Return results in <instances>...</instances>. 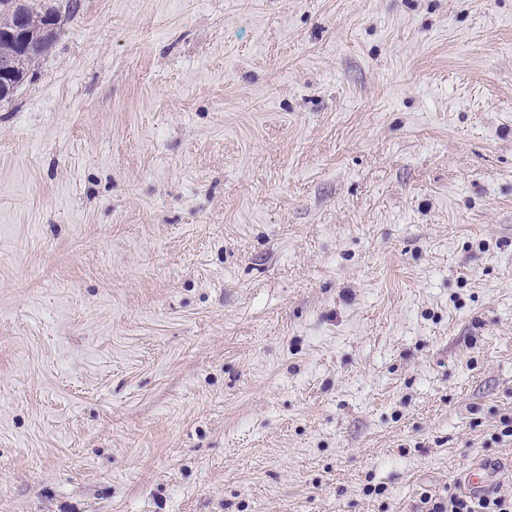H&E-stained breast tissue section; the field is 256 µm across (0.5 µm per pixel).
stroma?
<instances>
[{
  "label": "stroma",
  "instance_id": "1",
  "mask_svg": "<svg viewBox=\"0 0 512 512\" xmlns=\"http://www.w3.org/2000/svg\"><path fill=\"white\" fill-rule=\"evenodd\" d=\"M0 102V512L512 494V0H42ZM496 477L495 468L480 464L471 468L465 477V484L469 492L478 494L491 485Z\"/></svg>",
  "mask_w": 512,
  "mask_h": 512
}]
</instances>
